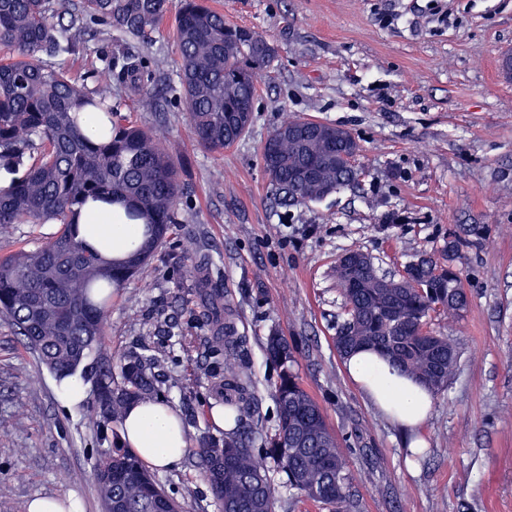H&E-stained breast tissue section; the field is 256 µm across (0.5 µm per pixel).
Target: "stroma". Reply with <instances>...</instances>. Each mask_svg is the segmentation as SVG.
Instances as JSON below:
<instances>
[{
	"label": "stroma",
	"mask_w": 512,
	"mask_h": 512,
	"mask_svg": "<svg viewBox=\"0 0 512 512\" xmlns=\"http://www.w3.org/2000/svg\"><path fill=\"white\" fill-rule=\"evenodd\" d=\"M232 22L274 43L259 80L257 118L234 146L202 150L183 106L158 115L123 100L122 113L177 156L181 224L146 273L113 291L104 354L113 368L144 354L161 380L159 399L180 414L189 448L156 472L185 512H221L200 466L202 438L222 437L212 414L224 389L211 379L213 333L203 326L201 283L189 239L203 245L211 278L229 300L245 344L259 432L277 424L276 368L268 336H284L294 369L322 407L354 477V512H512V0H211ZM144 56L177 81L173 22L148 37L101 31L89 58ZM289 116L349 129L360 145L353 185L300 206L273 197L261 151ZM54 224L0 225V257L32 250ZM350 249L393 273L423 254L450 253L470 304L437 315L459 367L436 393L411 449L347 374L334 337L344 319L333 269ZM82 402L59 398V379L0 319V512L75 493L84 512H104L93 465L118 446L119 426L94 422L95 379Z\"/></svg>",
	"instance_id": "35a3bbf8"
}]
</instances>
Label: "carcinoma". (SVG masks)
<instances>
[{"mask_svg":"<svg viewBox=\"0 0 512 512\" xmlns=\"http://www.w3.org/2000/svg\"><path fill=\"white\" fill-rule=\"evenodd\" d=\"M170 0H0V168L21 173L0 187V224H57L55 236L34 250L0 259V314L56 376L85 369L101 354V336L112 289L142 273L174 225L181 183L177 158L163 149L152 131L123 116L112 103V81L147 112H165L171 100L146 61L133 55L114 58L103 86L89 88L70 76V63L87 57L95 25L127 34L159 27ZM174 38L177 77L198 146L221 152L241 139L256 118L258 79L274 66L275 46L249 27L235 25L209 0H181ZM83 112L97 117L91 137L78 125ZM304 124L317 134L288 137ZM342 126L300 116L276 125V140L261 153L274 195L284 206L319 201L354 183L358 169L342 159L360 150ZM90 202L119 204L124 218L143 225L120 260H108L80 236L79 218ZM373 261L359 250L338 259L336 284L345 318L334 344L342 359L369 348L386 356L403 374L433 392L448 387L458 365L453 340L432 330V315L461 317L468 297L451 264L423 255L411 262L409 277L384 279L371 272ZM203 321L224 350V387L230 392L224 437H205L198 456L212 492L224 512H275V487L251 448L244 423L251 405V377L238 361L230 302L213 287ZM268 359L279 367L274 396L275 434L266 455L302 496L353 507L352 477L328 429L320 405L293 371V349L270 336ZM122 384L112 387V366L100 362L98 391L112 397L90 410L93 419L123 420L136 401L153 399L157 381L150 359L131 358L121 368ZM104 507L112 512H182L155 477L131 452L117 450L94 467Z\"/></svg>","mask_w":512,"mask_h":512,"instance_id":"cac0c4a2","label":"carcinoma"}]
</instances>
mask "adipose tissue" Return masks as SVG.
Masks as SVG:
<instances>
[{"label":"adipose tissue","instance_id":"ef3b65f1","mask_svg":"<svg viewBox=\"0 0 512 512\" xmlns=\"http://www.w3.org/2000/svg\"><path fill=\"white\" fill-rule=\"evenodd\" d=\"M114 212L112 206L92 203L80 218L84 240L110 258L121 257L139 237L138 225L118 222ZM345 365L370 405L408 434L412 445H420V428L431 410L432 392L399 375L384 357L372 350L351 356ZM120 435L126 447L153 468L178 464L189 445L178 411L160 401L133 403L121 423Z\"/></svg>","mask_w":512,"mask_h":512}]
</instances>
